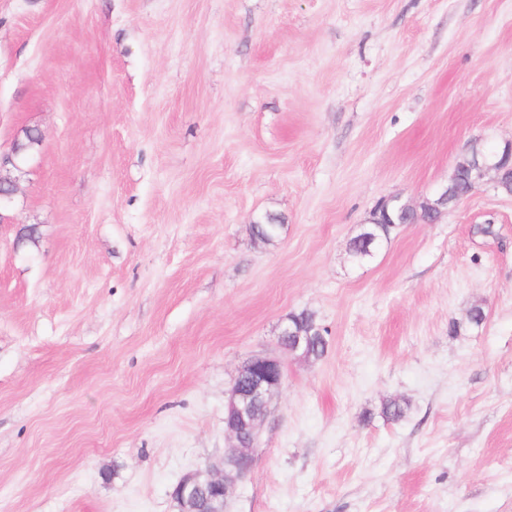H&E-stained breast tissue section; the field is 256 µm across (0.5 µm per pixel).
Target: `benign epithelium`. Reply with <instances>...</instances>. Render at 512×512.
<instances>
[{
    "mask_svg": "<svg viewBox=\"0 0 512 512\" xmlns=\"http://www.w3.org/2000/svg\"><path fill=\"white\" fill-rule=\"evenodd\" d=\"M469 173L472 188L477 190L492 177L499 184L505 170H512V142L503 149L473 143L464 154V160L457 164ZM454 203L450 185L446 184L432 196L424 199V204L446 213ZM382 207L392 213L395 220L403 222V217L418 210V206L401 200L398 196L387 198ZM282 349L290 356L299 355L308 345V337L291 324H284L280 336ZM283 365L279 357L257 354L246 359L233 377L225 406V430L230 439L225 449L224 459L234 463L206 467L205 471L190 474L174 487L171 497L181 505V512H198L200 496L209 494L215 500L226 501L235 484L244 481L252 472L258 427L270 412L274 396L281 388Z\"/></svg>",
    "mask_w": 512,
    "mask_h": 512,
    "instance_id": "7a95c632",
    "label": "benign epithelium"
}]
</instances>
